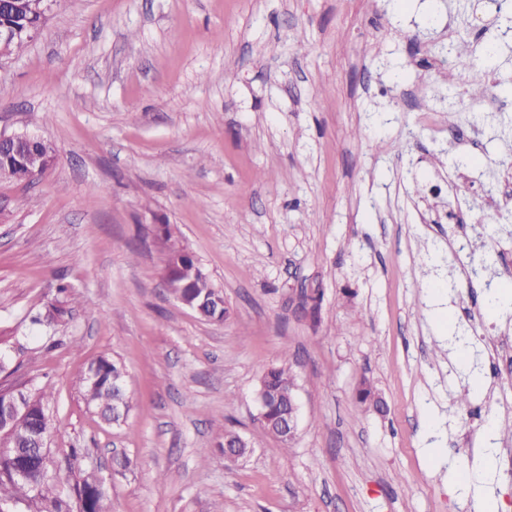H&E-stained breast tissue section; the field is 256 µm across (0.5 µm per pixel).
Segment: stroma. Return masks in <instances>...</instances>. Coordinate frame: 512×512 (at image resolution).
Returning a JSON list of instances; mask_svg holds the SVG:
<instances>
[{
    "mask_svg": "<svg viewBox=\"0 0 512 512\" xmlns=\"http://www.w3.org/2000/svg\"><path fill=\"white\" fill-rule=\"evenodd\" d=\"M461 38L489 80L440 53ZM496 82L512 85V27L485 0H53L0 58V133L57 154L32 185L0 180V385L51 387L49 446L86 449L112 512H470L448 471L479 465L491 420L485 486L512 512V312L489 308L512 285V221L483 224L467 189L512 163ZM464 155L480 161L465 184ZM452 206L470 223H429ZM165 222L223 291L224 322L168 293ZM484 259L494 280L471 272ZM61 277L71 318L32 324ZM104 355L128 372L119 426L81 396ZM281 362L299 405L287 449L256 398ZM365 378L387 414L359 402ZM227 429L250 456L225 461ZM47 2L53 1H44L42 8L39 10V12L41 13L40 19L36 22L29 24L27 27L19 29L4 24L0 25V44L3 46L16 41L9 45L6 51H4L1 54V56L7 54L10 56L12 54L22 52L28 45L27 41H32L36 37V35L39 33L44 13L50 6V4Z\"/></svg>",
    "mask_w": 512,
    "mask_h": 512,
    "instance_id": "35a3bbf8",
    "label": "stroma"
}]
</instances>
